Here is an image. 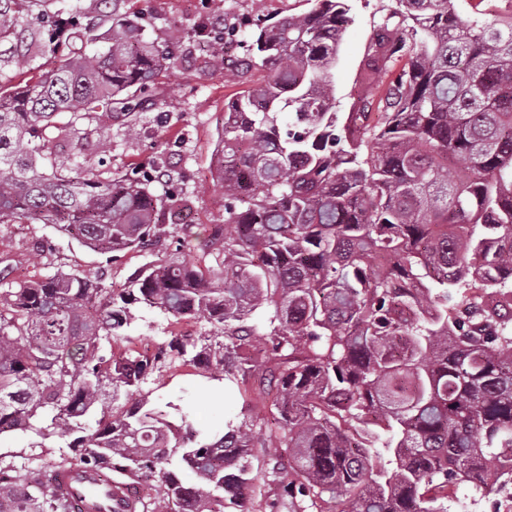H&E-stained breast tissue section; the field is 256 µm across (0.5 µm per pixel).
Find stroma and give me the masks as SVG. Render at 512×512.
Segmentation results:
<instances>
[{"label": "stroma", "mask_w": 512, "mask_h": 512, "mask_svg": "<svg viewBox=\"0 0 512 512\" xmlns=\"http://www.w3.org/2000/svg\"><path fill=\"white\" fill-rule=\"evenodd\" d=\"M393 0H351L336 62L329 78L336 92V109L350 111L361 90V69L374 36L373 19L392 8ZM83 34L71 51H105L111 22L95 0H80ZM304 0H119L118 12L135 19L146 39L160 47L175 49L177 60L165 73L158 104L143 112L139 137L112 131V153L103 177L122 175L132 167L158 165L171 173L169 185H156V194L183 188L187 201L170 215L165 232L181 224L205 232L224 221V191L216 178L214 148L224 106L239 93V73L224 69L205 53L206 38L199 36L201 16L268 15L282 18L304 10ZM156 252L119 251L106 256L68 237L52 224H0V278L7 282L31 280L58 270L95 276L105 274L112 287L127 278ZM128 342L115 344L114 352L131 349L153 355L167 347L171 328L162 314L147 308L132 310ZM141 395L149 406L165 409L167 403L196 412L210 429L220 430L225 419L237 422L271 421L272 400L247 394L237 384L211 379L205 367L167 362L151 374ZM65 439H42L37 435H7L0 438V456L22 467L68 456Z\"/></svg>", "instance_id": "35a3bbf8"}]
</instances>
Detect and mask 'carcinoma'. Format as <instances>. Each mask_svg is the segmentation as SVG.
Wrapping results in <instances>:
<instances>
[{
    "mask_svg": "<svg viewBox=\"0 0 512 512\" xmlns=\"http://www.w3.org/2000/svg\"><path fill=\"white\" fill-rule=\"evenodd\" d=\"M19 2L0 0V72L53 66L0 89V224H54L104 254L154 245L184 192L155 195L159 168L101 178L112 140L90 152L88 136L114 122L138 136L173 53L118 16L106 51L76 54L75 11L47 31ZM306 2L241 34L243 71L266 78L224 106V223L197 262L146 263L121 288L62 270L0 281V436L69 437L106 477L159 474L162 498L141 512H242L257 448L270 512H448L458 484L512 485V14L395 0L340 116L328 72L350 0ZM135 304L209 324L170 351L273 396L278 429L206 432L171 403L177 424L143 403L99 407L139 394L162 359L112 353ZM68 465L19 479L0 457V512H74L56 485ZM38 65L42 68H49L52 66V59L38 58L30 64L12 65L4 70L1 74V86L4 90H9L13 86L25 85L38 73V69H33Z\"/></svg>",
    "mask_w": 512,
    "mask_h": 512,
    "instance_id": "1",
    "label": "carcinoma"
}]
</instances>
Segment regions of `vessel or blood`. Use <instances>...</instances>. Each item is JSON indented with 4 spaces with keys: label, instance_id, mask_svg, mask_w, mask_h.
<instances>
[{
    "label": "vessel or blood",
    "instance_id": "1",
    "mask_svg": "<svg viewBox=\"0 0 512 512\" xmlns=\"http://www.w3.org/2000/svg\"><path fill=\"white\" fill-rule=\"evenodd\" d=\"M58 481L77 512H134L124 485L104 479L95 470L73 465L60 471Z\"/></svg>",
    "mask_w": 512,
    "mask_h": 512
}]
</instances>
